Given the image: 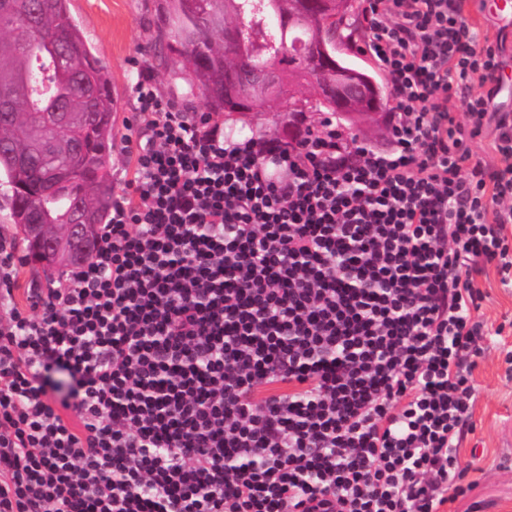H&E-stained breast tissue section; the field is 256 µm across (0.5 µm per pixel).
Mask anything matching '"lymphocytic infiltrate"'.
Segmentation results:
<instances>
[{
	"label": "lymphocytic infiltrate",
	"instance_id": "lymphocytic-infiltrate-1",
	"mask_svg": "<svg viewBox=\"0 0 512 512\" xmlns=\"http://www.w3.org/2000/svg\"><path fill=\"white\" fill-rule=\"evenodd\" d=\"M464 0H366L393 147L229 141L134 86L93 256L26 289L0 245V512H447L512 277V113ZM482 94H473V86ZM494 128L491 168L469 143ZM64 381H54V374ZM476 280L485 295L478 314L488 327L495 329L504 316L511 317L512 320V288L501 287L493 268L485 270Z\"/></svg>",
	"mask_w": 512,
	"mask_h": 512
}]
</instances>
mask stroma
<instances>
[{
    "label": "stroma",
    "instance_id": "obj_1",
    "mask_svg": "<svg viewBox=\"0 0 512 512\" xmlns=\"http://www.w3.org/2000/svg\"><path fill=\"white\" fill-rule=\"evenodd\" d=\"M160 0H70V14L94 55L106 67L117 102L116 136L108 160L112 193L120 195L131 173V145L125 136L137 107L134 85L149 72L157 93L189 116L209 113L211 123L224 116L207 110L205 97L189 92L184 80L159 60L156 23ZM484 293L479 315L489 328L512 318V288H502L494 269L477 278ZM478 390L474 430L460 451V464L476 486L452 505V512H512V377L503 356L489 345L473 372Z\"/></svg>",
    "mask_w": 512,
    "mask_h": 512
}]
</instances>
